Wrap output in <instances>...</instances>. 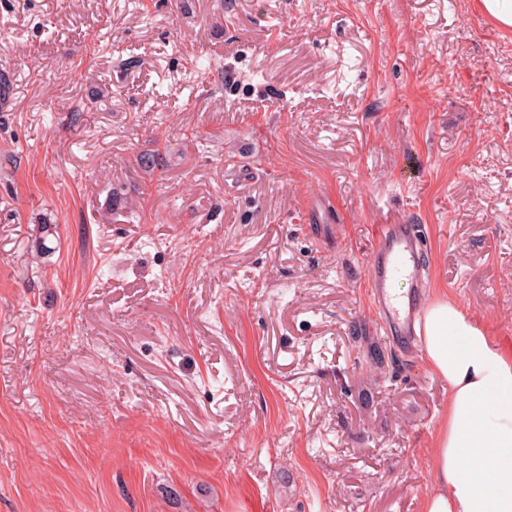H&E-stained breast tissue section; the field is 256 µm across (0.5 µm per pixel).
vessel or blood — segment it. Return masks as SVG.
I'll list each match as a JSON object with an SVG mask.
<instances>
[{
    "label": "vessel or blood",
    "instance_id": "vessel-or-blood-1",
    "mask_svg": "<svg viewBox=\"0 0 512 512\" xmlns=\"http://www.w3.org/2000/svg\"><path fill=\"white\" fill-rule=\"evenodd\" d=\"M371 264L369 288L384 333L389 338L412 344L416 339V323L423 314V267L414 225H381L371 252ZM401 279L412 283L411 294L395 293L394 285Z\"/></svg>",
    "mask_w": 512,
    "mask_h": 512
}]
</instances>
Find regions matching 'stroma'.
Masks as SVG:
<instances>
[{"label": "stroma", "instance_id": "1", "mask_svg": "<svg viewBox=\"0 0 512 512\" xmlns=\"http://www.w3.org/2000/svg\"><path fill=\"white\" fill-rule=\"evenodd\" d=\"M4 97L0 512H421L448 383L380 335L370 253L420 225L426 299L512 347V29L0 0Z\"/></svg>", "mask_w": 512, "mask_h": 512}]
</instances>
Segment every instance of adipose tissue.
Instances as JSON below:
<instances>
[{
    "label": "adipose tissue",
    "instance_id": "adipose-tissue-1",
    "mask_svg": "<svg viewBox=\"0 0 512 512\" xmlns=\"http://www.w3.org/2000/svg\"><path fill=\"white\" fill-rule=\"evenodd\" d=\"M419 337L449 390L422 512H512V350L445 296L426 304Z\"/></svg>",
    "mask_w": 512,
    "mask_h": 512
}]
</instances>
